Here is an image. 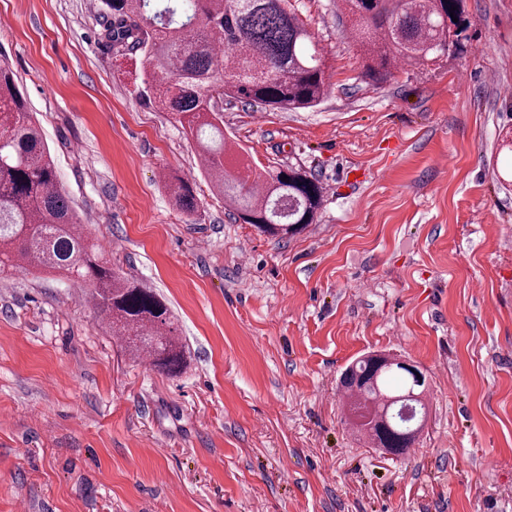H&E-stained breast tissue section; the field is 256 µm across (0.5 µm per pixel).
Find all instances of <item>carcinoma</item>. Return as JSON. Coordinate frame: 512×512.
<instances>
[{"label": "carcinoma", "mask_w": 512, "mask_h": 512, "mask_svg": "<svg viewBox=\"0 0 512 512\" xmlns=\"http://www.w3.org/2000/svg\"><path fill=\"white\" fill-rule=\"evenodd\" d=\"M104 0L102 39L121 56L148 62L137 93L148 95L164 74L160 103L200 144L205 173L247 224L293 235L314 221L322 188L302 169L256 170L227 158L224 98H245L281 111L309 109L327 95L325 63L288 0ZM351 35L364 49L363 77L386 81L398 61L423 64L450 42L457 49L470 26L463 0H340ZM458 21H452V17ZM288 179H282V176ZM175 205L191 214L188 185L173 188ZM80 219L58 179L41 130L0 58V267L35 266L89 288L112 334L132 352L145 351L159 371L181 372L186 359L165 301L143 282L112 269L97 245L76 233ZM358 427L378 447L402 455L414 444L426 405L425 385L395 360L368 355L341 377ZM415 407L410 422L397 416Z\"/></svg>", "instance_id": "1"}]
</instances>
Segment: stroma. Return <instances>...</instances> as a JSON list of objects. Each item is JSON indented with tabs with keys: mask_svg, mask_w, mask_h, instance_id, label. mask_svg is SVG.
Here are the masks:
<instances>
[{
	"mask_svg": "<svg viewBox=\"0 0 512 512\" xmlns=\"http://www.w3.org/2000/svg\"><path fill=\"white\" fill-rule=\"evenodd\" d=\"M290 2L325 99L224 104L236 152L324 188L281 238L138 96L145 59L102 42V0H0V53L85 235L157 290L189 352L177 376L141 368L80 282L0 272V512H512V0H464L461 51L378 85L336 0ZM368 352L428 377L406 454L348 420L338 379Z\"/></svg>",
	"mask_w": 512,
	"mask_h": 512,
	"instance_id": "obj_1",
	"label": "stroma"
}]
</instances>
